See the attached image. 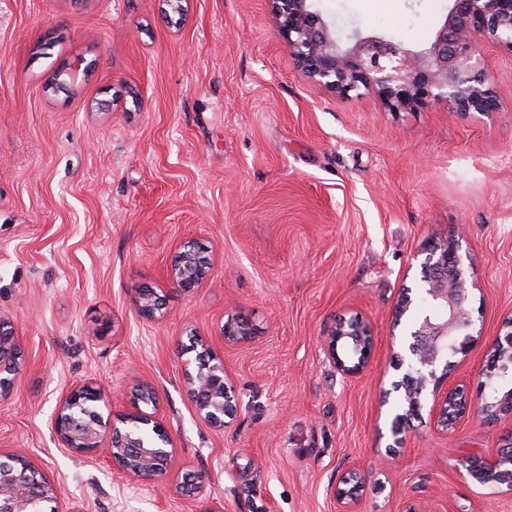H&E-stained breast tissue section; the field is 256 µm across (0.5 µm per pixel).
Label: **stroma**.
I'll return each instance as SVG.
<instances>
[{"instance_id": "1", "label": "stroma", "mask_w": 512, "mask_h": 512, "mask_svg": "<svg viewBox=\"0 0 512 512\" xmlns=\"http://www.w3.org/2000/svg\"><path fill=\"white\" fill-rule=\"evenodd\" d=\"M340 34L428 41L448 0H317ZM498 112L443 103L395 112L306 79L269 0H0V314L20 370L0 399V459L20 456L57 489L54 512H512L505 487L468 476L495 455L512 413L442 431L424 397L402 443L392 403L406 343L395 321L431 237L462 235L479 333L446 382L475 389L512 320V52L481 47ZM71 64L69 93L49 82ZM211 260L192 292L169 279L185 242ZM160 295L139 315L140 289ZM255 335L225 343L228 316ZM361 315L373 338L356 377L329 350ZM223 360L237 417L201 421L177 344ZM150 384L174 466L142 483L59 441L72 389L100 392L105 422ZM203 474L188 491L185 473ZM341 483L345 488L340 487V481L333 491L334 500L338 505V512H353L352 505L357 501L360 492L364 487V478L357 469L348 471L341 477Z\"/></svg>"}]
</instances>
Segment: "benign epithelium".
<instances>
[{
    "instance_id": "1",
    "label": "benign epithelium",
    "mask_w": 512,
    "mask_h": 512,
    "mask_svg": "<svg viewBox=\"0 0 512 512\" xmlns=\"http://www.w3.org/2000/svg\"><path fill=\"white\" fill-rule=\"evenodd\" d=\"M452 6L430 40L412 50L381 34L356 32L341 38L317 9L315 0H271L282 36L292 49L297 67L308 78L342 96L359 97L375 93L395 110H407L429 102H441L461 113L489 115L499 109L494 82L485 67L480 47L494 43L512 52V0H451ZM425 290L438 315L426 314L411 333L408 357H400L396 368L405 369L402 381L414 383L418 392L432 386L437 425L444 431L468 412L490 421L503 407L482 403L492 378L500 369L505 354L512 351V321L493 346L489 372L478 381L476 394L463 389H442L455 367L453 358L466 353L472 341L475 320L470 308L472 283L459 254L458 242L433 238L423 247ZM209 263L195 242L183 245L172 262L170 277L174 285L191 291L203 284ZM139 313L155 317L160 301L141 295L136 300ZM224 340L241 343L250 339L248 320L238 315L228 319ZM352 340L363 349L361 357H341L339 343ZM371 333L363 319L355 314L343 320L329 336V350L337 367L347 376L363 373L371 351ZM196 338L178 344V354L186 358V380L197 416L215 426L235 418L237 405L229 399L224 362L198 350ZM15 328L11 320L0 316V397L10 391L19 371ZM85 395L99 400L97 392L72 391L61 403L54 421L63 445L76 452L102 450L112 466L140 481L153 483L164 476L175 461V446L169 433L154 413L141 405H155L153 388L138 386L133 410L116 416L111 430H105L101 416L85 408ZM467 473L482 482H496L512 491V478L505 466L512 467V455L499 451L492 458L471 456L463 460ZM33 466L15 457L12 465L0 464V512H44V503L55 499L53 485L33 480ZM364 478L357 469L342 476L333 491L338 512H353Z\"/></svg>"
}]
</instances>
